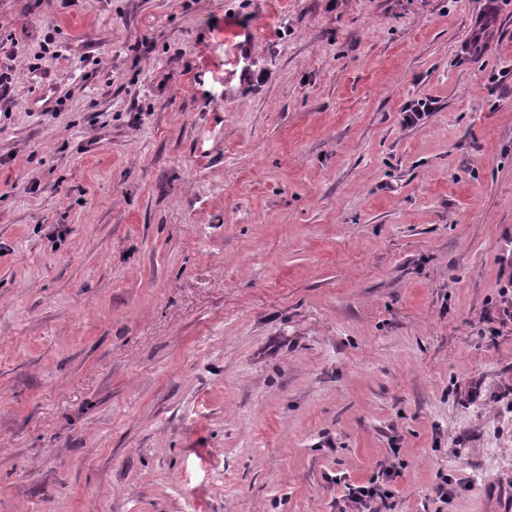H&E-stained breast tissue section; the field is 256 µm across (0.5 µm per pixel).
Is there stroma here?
<instances>
[{
  "instance_id": "35a3bbf8",
  "label": "stroma",
  "mask_w": 512,
  "mask_h": 512,
  "mask_svg": "<svg viewBox=\"0 0 512 512\" xmlns=\"http://www.w3.org/2000/svg\"><path fill=\"white\" fill-rule=\"evenodd\" d=\"M1 77L0 512H512V0H0ZM258 30L256 26H233L224 28V41L229 45L231 54L224 69V79L230 80L239 72L240 77L249 75L250 64L256 57ZM347 489V498L356 509L353 511L357 512H382L379 506L388 498V491L377 484L376 480L359 485L351 484Z\"/></svg>"
}]
</instances>
